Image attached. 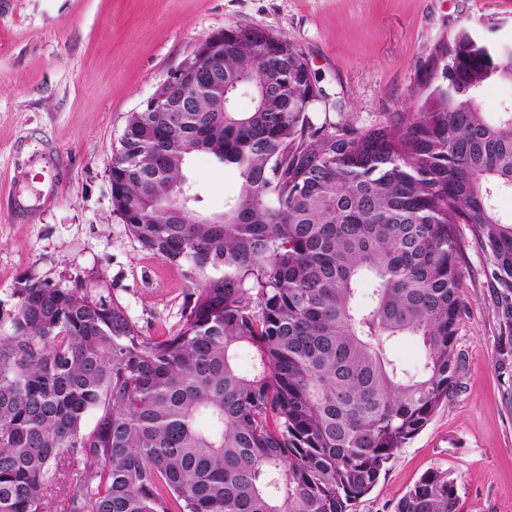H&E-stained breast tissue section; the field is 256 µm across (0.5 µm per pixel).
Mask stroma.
I'll use <instances>...</instances> for the list:
<instances>
[{
	"instance_id": "stroma-1",
	"label": "stroma",
	"mask_w": 512,
	"mask_h": 512,
	"mask_svg": "<svg viewBox=\"0 0 512 512\" xmlns=\"http://www.w3.org/2000/svg\"><path fill=\"white\" fill-rule=\"evenodd\" d=\"M306 54L320 108L368 126L408 111L433 45L469 28L512 43V0H0V328L35 281L90 283L146 335L174 329L188 287L143 251L112 204L109 170L138 111L196 43L235 25ZM195 208L223 212L235 174L203 155ZM456 387L351 512H395L426 472L457 485L459 512H512V344L492 259L467 240Z\"/></svg>"
}]
</instances>
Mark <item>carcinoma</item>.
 I'll return each mask as SVG.
<instances>
[{
	"instance_id": "cac0c4a2",
	"label": "carcinoma",
	"mask_w": 512,
	"mask_h": 512,
	"mask_svg": "<svg viewBox=\"0 0 512 512\" xmlns=\"http://www.w3.org/2000/svg\"><path fill=\"white\" fill-rule=\"evenodd\" d=\"M508 50L461 28L418 71L414 111L359 128L318 117L296 44L235 26L223 84L185 112L130 113L112 185L129 234L190 283L180 321L147 336L81 280L18 290L0 333V512H50L56 490L58 512H350L454 388L462 224L512 328V218L489 204L512 192V106L480 103L512 85ZM198 153L238 173L220 214L177 207ZM401 336L420 371L394 358ZM457 509L433 469L395 512ZM486 93L487 95L482 101V106L490 116L497 115V112H500L505 105L510 106L512 103L511 85H494L488 88L483 96ZM392 352L406 368L417 371L422 365V350L414 337L404 336L397 339L392 346Z\"/></svg>"
}]
</instances>
